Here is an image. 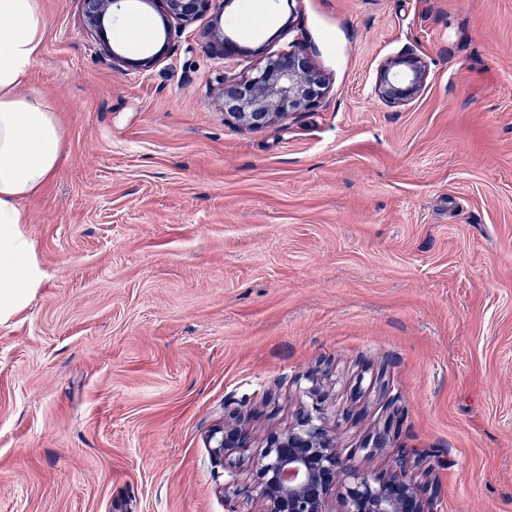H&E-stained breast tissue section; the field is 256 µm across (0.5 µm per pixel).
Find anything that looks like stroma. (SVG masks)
<instances>
[{
  "instance_id": "stroma-1",
  "label": "stroma",
  "mask_w": 512,
  "mask_h": 512,
  "mask_svg": "<svg viewBox=\"0 0 512 512\" xmlns=\"http://www.w3.org/2000/svg\"><path fill=\"white\" fill-rule=\"evenodd\" d=\"M24 92L60 167L24 204L42 281L0 323V512H251L208 446L262 447L304 376L328 423L420 455L440 512H512V0H273L240 54L209 17L149 70L113 67L81 0H43ZM296 44L320 105L246 128L216 90ZM415 52L392 106L379 68ZM427 76V61L409 52L382 65L376 77L375 93L390 105H403L420 93Z\"/></svg>"
}]
</instances>
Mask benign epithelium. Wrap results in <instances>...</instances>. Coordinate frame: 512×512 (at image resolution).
<instances>
[{"mask_svg": "<svg viewBox=\"0 0 512 512\" xmlns=\"http://www.w3.org/2000/svg\"><path fill=\"white\" fill-rule=\"evenodd\" d=\"M123 0H82L86 27L96 34L102 54L112 64L146 70L167 53L172 31L212 14L210 42L237 49L224 35L223 12L213 11L215 0H140L154 8L161 20L163 46L153 54L132 60L122 55L107 36L112 15ZM427 61L413 53L387 61L375 85L379 99L403 105L422 90ZM329 77L299 49H284L264 58L255 76L242 81L226 79L217 90L229 122L258 128L315 109L329 88ZM301 389L311 400L299 409L288 429L274 433L258 453L250 452L252 435L238 422L214 428L208 438L213 462L227 466L226 489L240 485L233 463L250 462L253 483L248 487L255 512H436L438 482L429 478L423 460L400 452L383 472H373L361 460L387 448L392 424L375 432L359 448H339L336 429L327 423V393L322 382L309 379Z\"/></svg>", "mask_w": 512, "mask_h": 512, "instance_id": "1", "label": "benign epithelium"}]
</instances>
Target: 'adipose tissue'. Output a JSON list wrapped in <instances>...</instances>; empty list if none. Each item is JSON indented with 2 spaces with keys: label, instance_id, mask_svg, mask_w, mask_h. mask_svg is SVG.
I'll list each match as a JSON object with an SVG mask.
<instances>
[{
  "label": "adipose tissue",
  "instance_id": "adipose-tissue-1",
  "mask_svg": "<svg viewBox=\"0 0 512 512\" xmlns=\"http://www.w3.org/2000/svg\"><path fill=\"white\" fill-rule=\"evenodd\" d=\"M45 32L43 0H0V321L40 282L22 204L54 176L65 137L54 108L21 92Z\"/></svg>",
  "mask_w": 512,
  "mask_h": 512
}]
</instances>
